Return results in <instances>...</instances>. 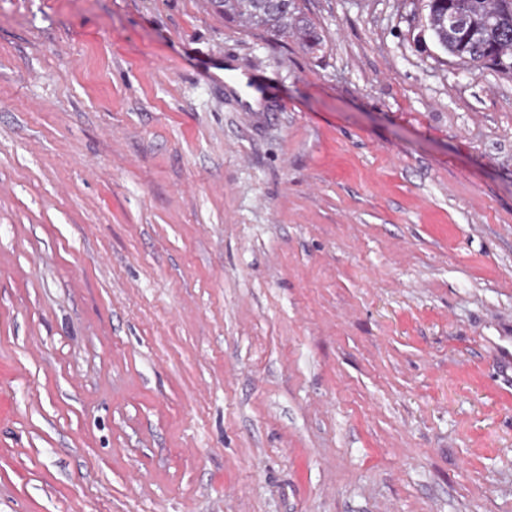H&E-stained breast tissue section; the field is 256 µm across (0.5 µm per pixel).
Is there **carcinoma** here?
<instances>
[{
    "instance_id": "obj_1",
    "label": "carcinoma",
    "mask_w": 512,
    "mask_h": 512,
    "mask_svg": "<svg viewBox=\"0 0 512 512\" xmlns=\"http://www.w3.org/2000/svg\"><path fill=\"white\" fill-rule=\"evenodd\" d=\"M224 18L315 46L320 37L296 0H210ZM427 26L438 46L472 67L512 75V0H429Z\"/></svg>"
}]
</instances>
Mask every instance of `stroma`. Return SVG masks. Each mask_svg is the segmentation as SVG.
Here are the masks:
<instances>
[{
    "mask_svg": "<svg viewBox=\"0 0 512 512\" xmlns=\"http://www.w3.org/2000/svg\"><path fill=\"white\" fill-rule=\"evenodd\" d=\"M296 3L0 0V512H512V76ZM224 19H239L250 27L282 38L298 36L310 46L320 43L315 28L300 16L295 0H210Z\"/></svg>",
    "mask_w": 512,
    "mask_h": 512,
    "instance_id": "stroma-1",
    "label": "stroma"
}]
</instances>
